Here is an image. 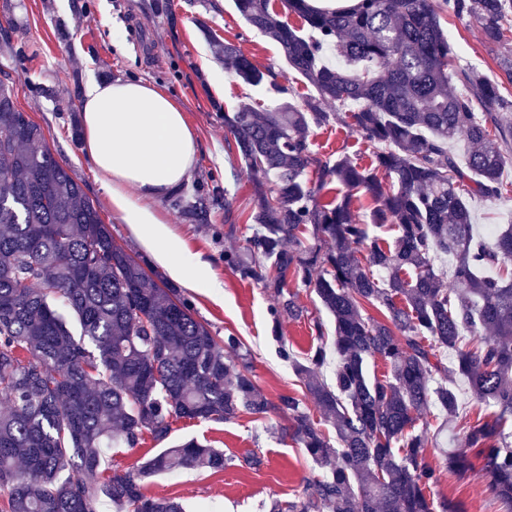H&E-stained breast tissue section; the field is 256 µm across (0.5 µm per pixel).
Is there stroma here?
Listing matches in <instances>:
<instances>
[{
    "label": "stroma",
    "mask_w": 512,
    "mask_h": 512,
    "mask_svg": "<svg viewBox=\"0 0 512 512\" xmlns=\"http://www.w3.org/2000/svg\"><path fill=\"white\" fill-rule=\"evenodd\" d=\"M0 24L13 17L8 32L0 31V80L16 90L20 106L41 125L46 142L69 165L87 198L99 209L112 230L113 240L128 253L147 258L130 225L113 215L91 164L73 140L69 119L79 111L87 80L142 78L169 93L196 131L199 153L191 180L178 193L192 198L197 188H225L231 209L217 204L206 220L192 221L162 200L160 211L184 251L200 255L210 265L213 287L184 288L197 318L213 335L239 336L250 352V368L260 390L271 401L283 396L302 397L304 388L281 349L297 359L316 347L314 320L332 325L312 289L289 278L285 290L297 295L305 309L301 319L271 310L278 296L263 283L241 279L224 264V253L244 246L249 235L247 215L252 207L255 176L239 156L232 136L224 130L225 113L248 104L256 110L273 108L278 97L269 85L242 84L215 57L202 34L210 29L219 39L238 44L262 67L288 75L297 97L309 89L299 74L290 71L279 46L247 26L232 0H4ZM444 27L455 45L460 64L474 65L489 80L501 79L500 49L486 43L479 26L448 17ZM313 149L319 157L335 159L347 153L358 164H368L371 148L339 125L314 129ZM479 233L494 242L498 227L512 224V193L493 201H474ZM233 224L224 233L225 224ZM286 418L271 412L258 417L243 413L234 420L172 421L168 436L155 440L144 435L136 448H117L112 465L133 470L162 449L189 439L222 449L228 464L223 471L177 470L143 481L150 497L179 500L186 512H266L271 500L291 501L302 495L312 463L304 450L281 433ZM258 457L259 465L248 462ZM461 512H502L499 501L486 489L480 468L467 478L441 470L434 489Z\"/></svg>",
    "instance_id": "1"
}]
</instances>
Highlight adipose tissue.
<instances>
[{
  "instance_id": "adipose-tissue-1",
  "label": "adipose tissue",
  "mask_w": 512,
  "mask_h": 512,
  "mask_svg": "<svg viewBox=\"0 0 512 512\" xmlns=\"http://www.w3.org/2000/svg\"><path fill=\"white\" fill-rule=\"evenodd\" d=\"M83 151L115 215L169 275L195 288L208 264L179 253L159 208L189 182L198 143L181 107L152 83L136 78L91 80L82 101Z\"/></svg>"
}]
</instances>
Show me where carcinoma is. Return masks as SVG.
Returning <instances> with one entry per match:
<instances>
[{"label":"carcinoma","instance_id":"obj_1","mask_svg":"<svg viewBox=\"0 0 512 512\" xmlns=\"http://www.w3.org/2000/svg\"><path fill=\"white\" fill-rule=\"evenodd\" d=\"M248 26L279 45L288 66L315 89L302 105L229 41L207 32L217 56L242 82L270 86L281 99L257 112L224 113V128L258 176L246 246L224 253L244 280L281 292L288 273L314 288L333 318L332 381L321 320L320 344L306 362H289L304 399L270 401L257 387L232 334L220 339L196 318L191 300L168 287L112 238L70 167L48 147L43 129L0 82V512H186L172 498L142 491L150 476L185 468L224 470V452L188 440L165 448L136 472L104 475L114 448H134L144 433L161 440L170 420L229 421L246 411L288 417L284 433L321 471L314 492L269 512H455L431 496L439 482L427 448L464 475L469 452L482 458L487 487L512 512V224L494 245L479 238L470 200L497 199L512 165V97L473 66L455 64L442 18L479 24L485 41L507 42L512 0H355L314 7L284 0L310 34L291 26L271 0H235ZM341 64L323 56L331 51ZM466 94H453L452 83ZM356 105L328 112L329 105ZM336 122L375 151L362 166L331 162L312 149L310 129ZM473 145L461 162L452 144ZM374 203L359 224L352 198ZM219 187L172 205L194 219ZM390 225L387 244L371 228ZM310 235L313 243L304 244ZM453 264V284L439 264ZM378 316L367 314V309ZM303 316L295 297L271 310ZM388 371L370 377L369 359ZM494 409L461 428L429 435L437 408L453 426L455 381ZM311 401L321 420L314 419ZM329 423L336 440L323 428Z\"/></svg>","mask_w":512,"mask_h":512}]
</instances>
